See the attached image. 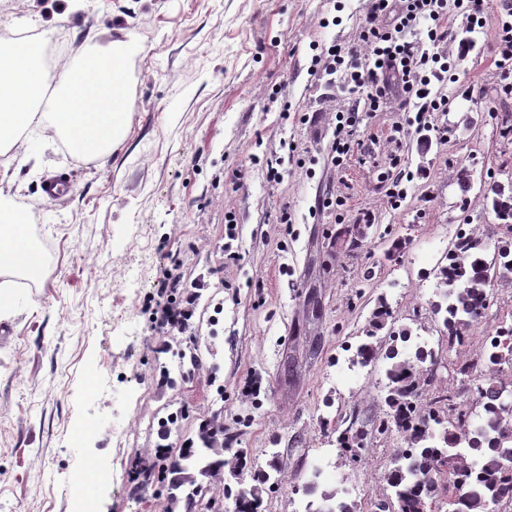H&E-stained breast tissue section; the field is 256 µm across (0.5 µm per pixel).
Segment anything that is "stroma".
<instances>
[{"label": "stroma", "mask_w": 512, "mask_h": 512, "mask_svg": "<svg viewBox=\"0 0 512 512\" xmlns=\"http://www.w3.org/2000/svg\"><path fill=\"white\" fill-rule=\"evenodd\" d=\"M366 13V0H94L75 13L63 0H0V35L29 18L67 37L51 73L115 39L134 48L129 123L112 154H73L39 128L24 158L0 153V198L25 216L45 266L34 287L0 273V512H78L86 500L94 512H165L158 488L131 495L132 461L179 451L216 411L247 470H279L262 512H295L313 479L323 490L352 483L356 512L384 497L400 438L367 437L356 464L336 446L339 416L367 424L385 409L378 368L346 371L344 348L387 302L378 341L404 327L433 337L438 391L457 384L452 363L512 322V287H495L469 344L452 349L430 309L449 232L504 235L482 182L512 179V137L499 134L512 125V94L491 22L458 57L428 144L393 99L363 113L353 153L333 165L335 113L356 97L341 77L312 72V48L358 43ZM274 93L282 106H270ZM466 113L478 121L464 129ZM257 155L280 158L281 179ZM397 162L414 179L395 207L383 176ZM55 174L70 190L50 201L41 184ZM328 195L343 206L324 208ZM367 211L374 223H361ZM230 221L240 259L228 265ZM171 273L202 284L182 341L197 344L203 366L174 385L177 362L150 323ZM249 382L256 393H244ZM180 409L181 431L164 434L163 417Z\"/></svg>", "instance_id": "stroma-1"}]
</instances>
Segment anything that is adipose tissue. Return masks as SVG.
I'll use <instances>...</instances> for the list:
<instances>
[{"label":"adipose tissue","mask_w":512,"mask_h":512,"mask_svg":"<svg viewBox=\"0 0 512 512\" xmlns=\"http://www.w3.org/2000/svg\"><path fill=\"white\" fill-rule=\"evenodd\" d=\"M43 36L14 40L11 68L0 69V136L18 141L35 125L65 137L78 153H111L124 139L129 115L124 61L131 48L112 41L92 50L82 66L55 77L38 68ZM42 258L14 207L0 202V270H40Z\"/></svg>","instance_id":"obj_1"}]
</instances>
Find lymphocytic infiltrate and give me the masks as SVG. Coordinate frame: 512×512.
I'll use <instances>...</instances> for the list:
<instances>
[{"instance_id": "f902f5d3", "label": "lymphocytic infiltrate", "mask_w": 512, "mask_h": 512, "mask_svg": "<svg viewBox=\"0 0 512 512\" xmlns=\"http://www.w3.org/2000/svg\"><path fill=\"white\" fill-rule=\"evenodd\" d=\"M463 19L471 26L496 22L498 55L512 60V0H501L497 13H489L488 0H369L366 27L359 45L331 44L312 62L324 73L341 74L363 100L367 112L380 110L392 94L412 102L414 124L426 126L433 112L448 108L437 86L447 84L449 56L440 44L452 37V23ZM419 30L422 44L406 41V32ZM195 293L181 301L166 300L153 312L159 334L187 332L193 317Z\"/></svg>"}]
</instances>
